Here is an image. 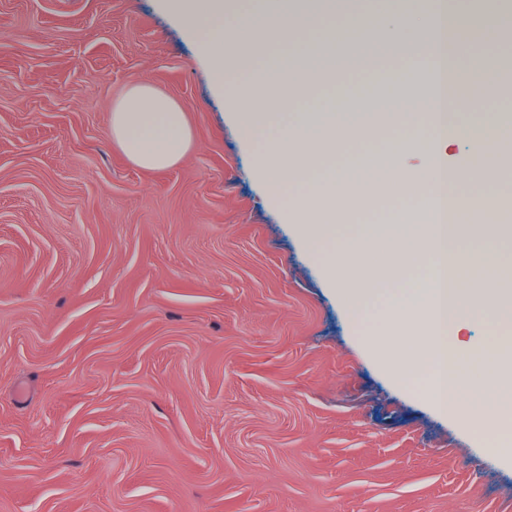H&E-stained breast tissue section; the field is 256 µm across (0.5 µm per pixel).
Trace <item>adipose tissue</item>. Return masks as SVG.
<instances>
[{"label":"adipose tissue","mask_w":512,"mask_h":512,"mask_svg":"<svg viewBox=\"0 0 512 512\" xmlns=\"http://www.w3.org/2000/svg\"><path fill=\"white\" fill-rule=\"evenodd\" d=\"M266 2L261 47H271L287 32L305 28L307 20L299 11H282L279 0ZM160 3L198 42L214 88L229 90L235 100H245L247 87H228L226 68L231 65L243 71L250 69L259 47L246 49L238 43L233 23L224 18V0ZM419 15L426 19L421 28L415 25ZM456 24L444 0H426L419 11L408 12L394 25L379 30L370 43L368 56L352 58L348 66L360 69L368 57L377 56L378 52H399L406 29L416 27L425 69L424 84L413 104L426 112L435 146L423 158L429 175L426 186H419L408 169L402 172L397 187L406 193L422 188L426 208L459 215L473 205L496 210L499 201L492 196L470 201L449 192L443 184L448 149L464 136L459 125L448 119L446 104L460 80L455 57L461 48L453 41ZM316 108L315 121L280 126L277 135L262 147L257 164L274 200L295 199L298 230L313 246L336 236L335 210L319 205L310 211L301 199L299 169L315 156L322 141L336 134L334 98L318 99ZM111 127L113 141L130 161L144 169L170 168L190 146L183 112L175 102L147 85L131 87L114 104ZM476 233L489 240L501 235L495 226L479 229L470 224H371L362 238L346 244L349 262L329 261L327 272L331 286L354 308L378 300L390 312V319L377 332L372 345L400 385L428 397L440 411L507 448L512 446V406L490 415L478 407L463 409L457 398L474 373L481 379L483 392H512V337L490 344H463L457 339L467 314L477 307L484 308L500 323H512V293L504 291L499 282L486 279L471 282L466 289L459 286L464 263L456 244ZM398 238L403 239V246L390 253L382 268L371 270L354 262V255L365 243Z\"/></svg>","instance_id":"ef3b65f1"}]
</instances>
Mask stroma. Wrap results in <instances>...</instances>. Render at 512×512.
Listing matches in <instances>:
<instances>
[{
  "mask_svg": "<svg viewBox=\"0 0 512 512\" xmlns=\"http://www.w3.org/2000/svg\"><path fill=\"white\" fill-rule=\"evenodd\" d=\"M348 29L300 32L308 55L345 57L400 0H288ZM422 50L341 69L280 100L259 75L247 107L314 118V102L403 84ZM184 112L192 142L165 170L114 145L111 112L135 85ZM460 124L512 119V87L455 101ZM307 166L335 174L336 240L311 247L255 171L197 43L157 0H0V512H512V463L399 385L362 341L381 308L352 312L326 277L363 224L367 184L387 189L432 139L425 113L374 116ZM462 195L512 199V169L468 172Z\"/></svg>",
  "mask_w": 512,
  "mask_h": 512,
  "instance_id": "1",
  "label": "stroma"
}]
</instances>
